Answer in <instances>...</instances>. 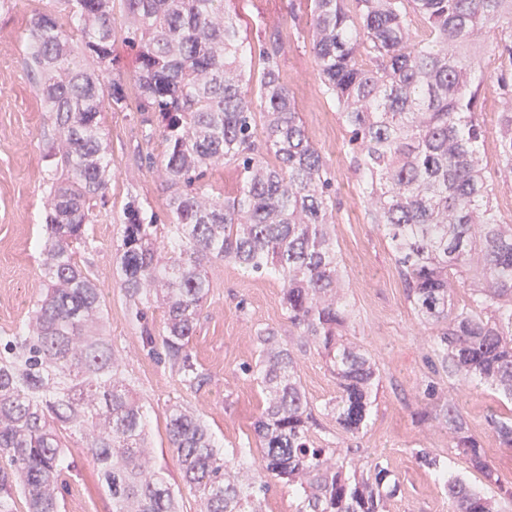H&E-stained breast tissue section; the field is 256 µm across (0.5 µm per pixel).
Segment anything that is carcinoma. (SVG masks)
Listing matches in <instances>:
<instances>
[{"instance_id":"cac0c4a2","label":"carcinoma","mask_w":512,"mask_h":512,"mask_svg":"<svg viewBox=\"0 0 512 512\" xmlns=\"http://www.w3.org/2000/svg\"><path fill=\"white\" fill-rule=\"evenodd\" d=\"M309 42L324 94L345 131L365 214L378 225L416 317L434 330L432 368L479 380L512 400V224L491 201L483 165L484 121L473 73L482 54L501 60L495 150L512 185V0H307ZM228 0H51L30 20L25 54L46 119L57 132L50 156L60 175L48 188L42 246L44 296L27 323L0 335V512H61L65 437L77 436L98 464L112 512H179L166 472L148 451L149 409L98 331L104 291L78 259L105 204L111 159L101 113L124 110L127 84L114 54L115 13L137 49L139 123L161 137L167 212L128 201L113 256L115 281L140 327L143 347L202 381L190 341L206 299L205 264L224 260L282 281L288 323L336 375L328 402L351 434L365 425L379 384L375 363L346 338L352 310L336 250L334 175L309 139L281 78L279 39L261 40L253 65L228 15ZM236 166L235 194L206 178ZM467 283L454 295L452 278ZM163 309V327L150 319ZM253 379L268 394L254 423L262 449L233 455L204 420L171 405L169 447L202 512H263L274 479L294 486L297 512H386L398 480L379 463L346 474L341 453L312 438L316 425L291 349L268 326L255 332ZM433 420L453 447L498 485L467 486L424 450L439 471L451 512H512L482 444L452 401ZM488 425L512 448V415Z\"/></svg>"}]
</instances>
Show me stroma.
<instances>
[{"label":"stroma","instance_id":"obj_1","mask_svg":"<svg viewBox=\"0 0 512 512\" xmlns=\"http://www.w3.org/2000/svg\"><path fill=\"white\" fill-rule=\"evenodd\" d=\"M290 0H231V15L246 43H257L265 32L278 30L285 44L283 82L293 91L305 130L327 156L335 176L336 249L348 283L354 322L348 338L377 364L380 385L367 425L360 433H345L325 405L337 395L336 379L315 349L301 346L288 322L282 284L276 276H256L229 262L208 269L209 291L190 342L192 361L205 381L188 386L180 372L157 363L142 348L140 329L128 316V301L115 283L112 253L121 240L125 203L137 199L146 211L163 213L169 191L158 168L148 166L143 150L161 155L159 138H147L133 110L105 111L111 177L107 202L81 261L105 289V321L112 346L138 397L153 412L149 423L153 461L179 484L181 512H199L201 504L180 484L181 475L168 447L163 411L179 404L200 415L221 448L250 446L261 452L253 424L264 396L249 368L258 356L257 327L277 332L281 346L292 348L297 372L315 417L317 442L332 443L357 468L382 463L399 480L400 489L387 512H449L448 495L434 469L417 458L427 449L459 475L468 486L487 490L483 475L469 468L452 448L448 431L430 417L436 402L425 397L436 385L441 400H452L470 432L481 441L501 483L512 486V449L500 447L486 421L488 414L512 411V402L486 385L465 383L434 372L431 331L416 318L404 293L391 251L376 225L370 224L358 194L356 176L342 150L343 127L323 95L307 31V8H290ZM46 0H5L0 5V334L8 335L28 320L41 297L42 244L46 218V185L55 173L48 156L54 131L42 111L35 78L25 68L29 19ZM479 94L486 130V172L496 179L498 157V62L484 56ZM439 399V400H440ZM67 455L73 468L66 475L64 512H112L97 469L70 438Z\"/></svg>","mask_w":512,"mask_h":512}]
</instances>
